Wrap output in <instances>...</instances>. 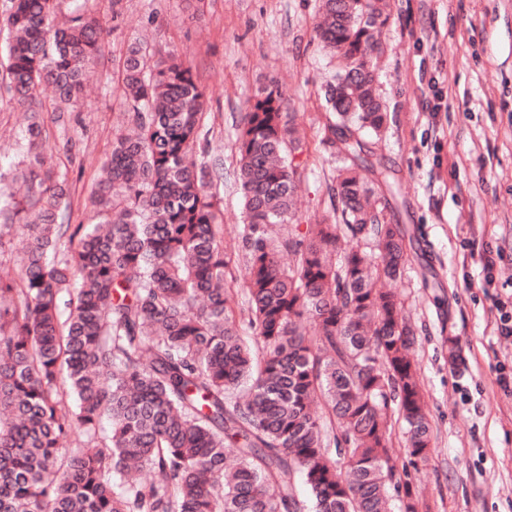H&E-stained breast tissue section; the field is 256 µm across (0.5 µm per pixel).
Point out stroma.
<instances>
[{
  "instance_id": "stroma-1",
  "label": "stroma",
  "mask_w": 512,
  "mask_h": 512,
  "mask_svg": "<svg viewBox=\"0 0 512 512\" xmlns=\"http://www.w3.org/2000/svg\"><path fill=\"white\" fill-rule=\"evenodd\" d=\"M316 11L317 0H126L98 82L74 111L45 120L72 185L73 223H87L98 164L112 149L113 61L140 34L155 58L191 61L225 170L248 100L279 86L315 149L301 207L320 214L333 175L320 140L334 70L312 40ZM377 88L392 117L379 153L397 185L393 218L411 243L395 289L416 328L433 427L410 489L419 512H512V394L497 384L499 365L512 367V341L499 336L496 311L512 296V0H393ZM7 98L0 85L2 167L26 158L24 111Z\"/></svg>"
}]
</instances>
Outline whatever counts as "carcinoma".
<instances>
[{
  "label": "carcinoma",
  "mask_w": 512,
  "mask_h": 512,
  "mask_svg": "<svg viewBox=\"0 0 512 512\" xmlns=\"http://www.w3.org/2000/svg\"><path fill=\"white\" fill-rule=\"evenodd\" d=\"M57 9L0 5L8 103L34 113L69 111L104 53L103 16L77 5L60 25ZM318 11L340 63L324 92L330 206L313 221L295 204L309 145L265 88L236 128L245 222L224 246V174L191 160L204 92L190 61H154L138 39L112 80L134 130L99 163L89 223L70 224L66 174L27 125L28 162L0 170V248L22 243L0 270V512H302L298 472L312 512H388L400 495L419 512L407 477L431 425L416 330L381 286L409 254L372 142L390 122L375 88L390 3Z\"/></svg>",
  "instance_id": "obj_1"
}]
</instances>
